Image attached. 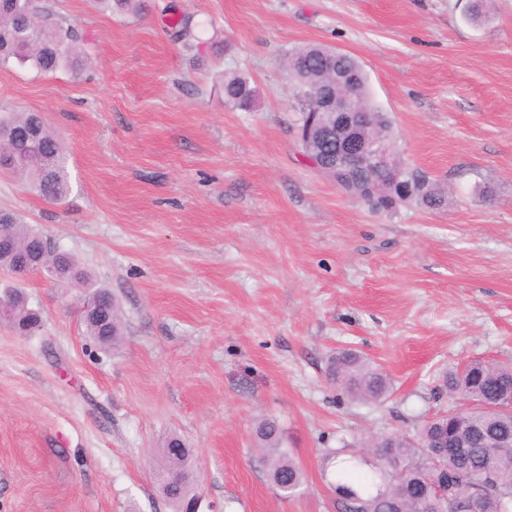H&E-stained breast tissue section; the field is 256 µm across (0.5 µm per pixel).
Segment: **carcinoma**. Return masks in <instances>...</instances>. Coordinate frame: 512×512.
Masks as SVG:
<instances>
[{
    "mask_svg": "<svg viewBox=\"0 0 512 512\" xmlns=\"http://www.w3.org/2000/svg\"><path fill=\"white\" fill-rule=\"evenodd\" d=\"M39 0H13L15 10L0 12V67L16 63L41 72L80 66L74 28L52 23ZM105 12H134L142 0H95ZM319 44L296 49L288 59L295 82L324 78L323 53ZM337 63L358 72L356 83L336 89V98L353 100L370 112L375 124L387 122L385 113L370 97L366 75L359 61L346 53ZM255 89L240 74L224 77V103L241 111L250 110ZM0 173L29 180L37 194L50 203L64 202L70 191L66 149L35 112L0 113ZM420 173L406 175L405 186L413 194L408 201L430 210L448 204L445 192L431 184L418 187ZM368 175H339L336 185L347 195L367 199ZM0 231L12 247H0V270L23 279L27 272L15 265L17 253L31 256L41 248L43 235L11 210L0 209ZM81 272L80 286L92 285L88 271L71 255L62 263L49 259L42 273L58 279V267ZM107 301L103 317L82 318L87 335L101 346L117 348L123 341L124 324L119 304L112 293L97 288ZM6 320L19 332L39 326L38 312L30 308L23 292L9 293ZM330 376L336 386L363 403H382L393 391L390 377L371 359L351 350L336 354ZM440 387L458 404L456 411L437 415L414 432L387 433L366 447L328 448L323 454V471L341 512H453L451 502L464 492L478 491L480 512H512V360H467L442 373ZM254 437L263 451L262 462L269 479L288 498L305 482L300 464L284 449L280 425L265 418L255 424ZM162 465L153 473L158 492L173 512H192L198 503L196 472L190 449L178 438L160 449Z\"/></svg>",
    "mask_w": 512,
    "mask_h": 512,
    "instance_id": "carcinoma-1",
    "label": "carcinoma"
}]
</instances>
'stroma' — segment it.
<instances>
[{
    "label": "stroma",
    "instance_id": "obj_1",
    "mask_svg": "<svg viewBox=\"0 0 512 512\" xmlns=\"http://www.w3.org/2000/svg\"><path fill=\"white\" fill-rule=\"evenodd\" d=\"M145 0L111 14L48 0L88 62L0 68V113L64 142L67 200L0 174V208L70 252L120 303L122 346L84 333L86 288L0 272L41 313L0 324V512H171L151 469L192 450L199 512H339L324 449L410 431L448 409L443 371L512 359V0ZM194 38L176 40L173 22ZM310 43L358 58L401 159L448 206L385 216L306 160L285 60ZM248 78L251 110L224 104ZM393 380L365 405L336 351ZM276 420L306 480L277 496L253 439ZM255 92L247 78L240 74L232 73L224 77V103L232 109L250 110Z\"/></svg>",
    "mask_w": 512,
    "mask_h": 512
}]
</instances>
